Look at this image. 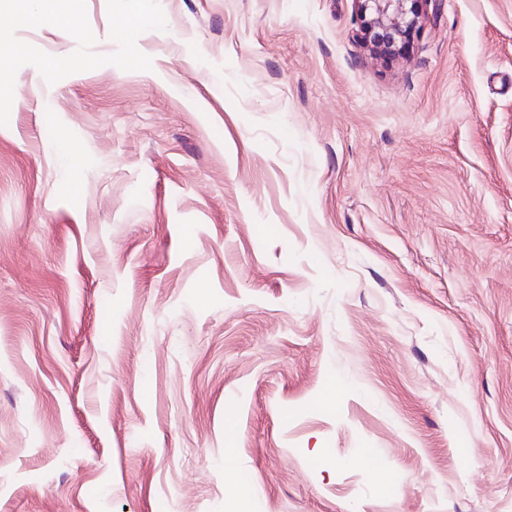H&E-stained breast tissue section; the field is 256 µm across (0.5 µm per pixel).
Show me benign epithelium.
I'll return each mask as SVG.
<instances>
[{
	"instance_id": "1",
	"label": "benign epithelium",
	"mask_w": 512,
	"mask_h": 512,
	"mask_svg": "<svg viewBox=\"0 0 512 512\" xmlns=\"http://www.w3.org/2000/svg\"><path fill=\"white\" fill-rule=\"evenodd\" d=\"M364 43L376 55L395 56L428 19L430 0H354Z\"/></svg>"
}]
</instances>
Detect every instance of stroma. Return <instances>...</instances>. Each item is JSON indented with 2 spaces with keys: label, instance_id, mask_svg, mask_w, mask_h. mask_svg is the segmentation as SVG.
Returning <instances> with one entry per match:
<instances>
[{
  "label": "stroma",
  "instance_id": "obj_1",
  "mask_svg": "<svg viewBox=\"0 0 512 512\" xmlns=\"http://www.w3.org/2000/svg\"><path fill=\"white\" fill-rule=\"evenodd\" d=\"M427 11L0 0V512H512V0ZM431 0H354L360 34L375 55L403 53L428 19Z\"/></svg>",
  "mask_w": 512,
  "mask_h": 512
}]
</instances>
